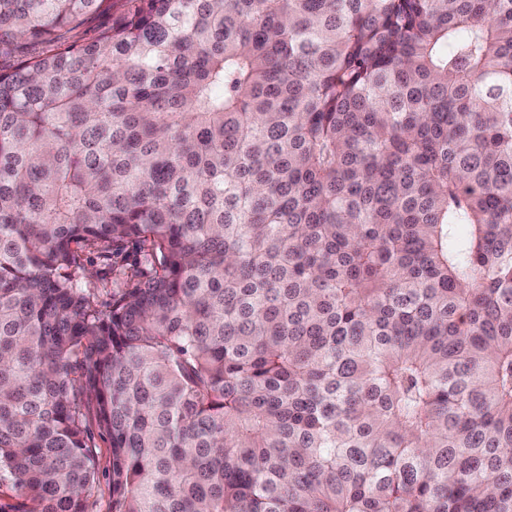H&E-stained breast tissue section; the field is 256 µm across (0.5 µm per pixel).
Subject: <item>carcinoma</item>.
I'll use <instances>...</instances> for the list:
<instances>
[{
	"label": "carcinoma",
	"instance_id": "obj_1",
	"mask_svg": "<svg viewBox=\"0 0 512 512\" xmlns=\"http://www.w3.org/2000/svg\"><path fill=\"white\" fill-rule=\"evenodd\" d=\"M116 4L0 0L30 512L95 478L77 369L112 512H512V0ZM86 263V268L93 274V279L98 288H94V301L102 310H108L112 304V272L105 269L96 255H91Z\"/></svg>",
	"mask_w": 512,
	"mask_h": 512
}]
</instances>
